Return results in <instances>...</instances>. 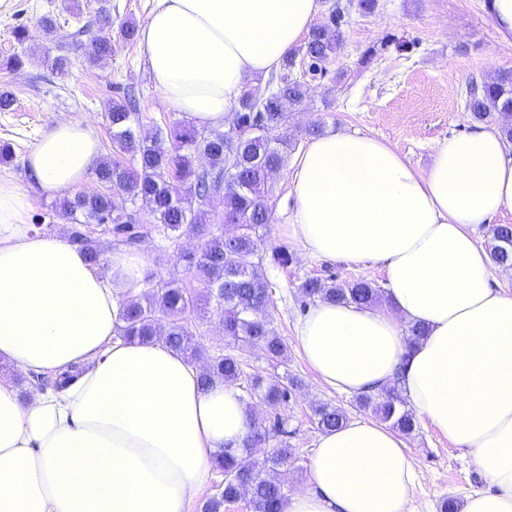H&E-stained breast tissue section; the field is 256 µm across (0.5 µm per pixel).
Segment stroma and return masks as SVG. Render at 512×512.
Instances as JSON below:
<instances>
[{
    "instance_id": "1",
    "label": "stroma",
    "mask_w": 512,
    "mask_h": 512,
    "mask_svg": "<svg viewBox=\"0 0 512 512\" xmlns=\"http://www.w3.org/2000/svg\"><path fill=\"white\" fill-rule=\"evenodd\" d=\"M357 0H321L320 18L332 6L345 12L343 45L324 75L308 78L310 96L292 112L287 135L289 155H296L306 140L311 122L323 120L326 128L345 129L376 136L397 149L415 167L427 169L433 147L439 140L460 137L474 124L466 108L471 82L512 70V44L504 42L485 9V0H378L372 13L356 8ZM58 19L70 16L68 0H11L0 11V60L18 53L23 67L15 72L0 70V89L16 98L11 111L0 112V146L10 145L13 160L0 164V179L27 188L31 207L28 222L39 233L54 235L67 231V224L52 218L54 196L31 182L25 157L42 132L62 118L91 120L103 147L104 157L122 162L129 154L112 141L108 106L115 85L133 87L139 106L140 130L153 135L157 128L178 122V113L160 100L138 44L118 42L112 56L91 67L82 59L71 62L69 73L58 76L43 61L44 41L39 21L43 14ZM25 26L29 40L17 44L16 26ZM289 170H281L274 182V215L266 235V247L287 246L293 256L287 267L263 263L272 284L273 308L270 327L287 348L284 360L273 361L244 341L225 340L216 322L200 318L192 330L203 355L229 349L244 364L248 376L264 381L296 379L288 399L269 407L253 393H244L247 405L257 409L263 423L281 417L289 437L270 436L272 448L288 445L290 456L274 477L285 492H293L306 481L305 465L319 431L313 409L321 403L341 407L351 418H367L356 396L337 392L317 381L298 350L296 325L303 314L301 283L309 277L336 282L364 279L382 285L379 268L347 262H331L303 256L289 238L286 224L292 200ZM192 241L181 238L178 245L154 239L143 243L141 253L148 270L158 278L189 280L178 251L191 250ZM404 441L418 479L409 512H440L448 498L463 501L468 494L484 489L485 483L469 456L439 436L430 425L417 421L415 431Z\"/></svg>"
}]
</instances>
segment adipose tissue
<instances>
[{"instance_id": "1", "label": "adipose tissue", "mask_w": 512, "mask_h": 512, "mask_svg": "<svg viewBox=\"0 0 512 512\" xmlns=\"http://www.w3.org/2000/svg\"><path fill=\"white\" fill-rule=\"evenodd\" d=\"M321 0H157L139 48L167 109L223 128L244 87L277 71ZM103 149L63 118L26 157L59 198ZM288 235L304 256L380 266L384 304L321 300L297 327L317 380L349 394L398 385L407 408L464 450L489 484L462 512H512V293L472 226L512 211V146L476 125L438 141L427 172L358 132L309 137L293 173ZM30 196L0 179V359L36 376L73 366L59 393L20 395L0 378V512H191L215 457L242 454L255 423L235 386L165 344L122 338L142 254L92 266L68 239L27 222ZM427 334L408 340L407 329ZM285 512H407L416 467L388 426L358 418L320 433Z\"/></svg>"}]
</instances>
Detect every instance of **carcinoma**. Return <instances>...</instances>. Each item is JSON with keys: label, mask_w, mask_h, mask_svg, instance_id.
Returning <instances> with one entry per match:
<instances>
[{"label": "carcinoma", "mask_w": 512, "mask_h": 512, "mask_svg": "<svg viewBox=\"0 0 512 512\" xmlns=\"http://www.w3.org/2000/svg\"><path fill=\"white\" fill-rule=\"evenodd\" d=\"M96 4L94 14L75 32L65 30L54 15L42 17L41 28L49 43L45 52L52 69L66 71L71 55L77 53L91 65L112 55L109 37L82 41L93 27L113 24L110 0H96ZM341 18L338 8L330 10L327 20L315 24L298 49L288 53L266 86L245 88L230 112L229 121L237 130L231 149L218 129L176 124L166 133L159 130L151 138H142L134 90L127 88L112 96L108 112L112 140L130 154L131 163H100L94 171L100 189L61 201L54 209L55 217L73 225L71 242L96 265L103 257L92 237L97 226L112 232L115 247L129 251L139 249L154 233L172 242L183 234L195 235L204 244V254L182 256L202 291L175 280L161 282L155 273H145L147 289L124 307V338L162 341L188 361H196L201 353L190 324L203 311L222 325L224 338L245 341L275 360L285 357L286 347L267 319L270 282L259 272L265 259L264 237L273 220V179L286 164L288 140L281 130L290 112L308 96L307 83L294 77L297 61L324 72L342 46ZM467 108L480 122L498 118L505 139L512 141V71H501L470 88ZM215 197L220 198L222 211L210 219L202 207ZM492 238L494 261L505 270L512 269V227L494 226ZM300 292L312 302L375 304L381 290L364 279L336 283L312 277L302 282ZM243 375L241 360L226 351L210 357L202 380L206 385L216 379L234 385ZM250 389L270 405L288 398V387L278 381L265 383L252 377ZM359 401L372 406L382 421L402 433L410 434L416 428L413 414L402 408L401 398L391 389L375 399L362 396ZM314 416L322 432L346 422L344 412L328 403L317 405ZM268 438V432L257 426L246 443L248 454L262 455L257 468L228 451L216 461L224 472V488L205 502L203 512H221L224 504L239 499L242 486L249 488L250 512H284L286 495L267 471L284 464L288 452L266 449Z\"/></svg>", "instance_id": "carcinoma-1"}]
</instances>
